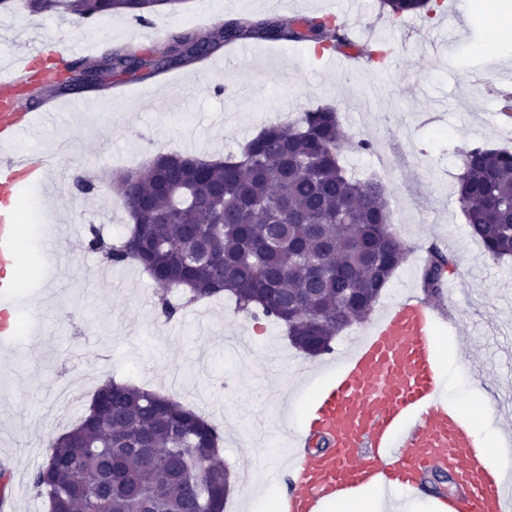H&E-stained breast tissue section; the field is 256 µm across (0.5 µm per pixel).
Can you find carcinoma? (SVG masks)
<instances>
[{
  "label": "carcinoma",
  "mask_w": 512,
  "mask_h": 512,
  "mask_svg": "<svg viewBox=\"0 0 512 512\" xmlns=\"http://www.w3.org/2000/svg\"><path fill=\"white\" fill-rule=\"evenodd\" d=\"M181 0H22L31 14L59 10L83 19L114 14L147 22ZM432 0H380L391 19L429 15ZM245 39L307 43L339 52L353 45L347 28L327 15L228 21L212 33L171 37L163 47L116 49L101 62L78 60L60 91L96 87L86 71L140 79L209 57ZM372 143L342 129L331 106L303 110L286 125H268L240 154L204 159L158 152L133 179L134 168L112 177L134 220L154 212L162 223L130 230L106 259L136 263L165 290L190 299L199 288L224 284L239 310L283 325L292 346L309 357L332 351L336 334L375 308L409 249L399 237L375 179L351 176L347 151ZM457 196L471 236L488 257L512 256V150L475 146L462 155ZM451 260L429 249L422 288L441 292ZM70 431L50 441L32 485L49 512H223L224 485L202 476L219 455L217 429L196 410L151 390L108 380ZM133 478L112 493L113 465Z\"/></svg>",
  "instance_id": "obj_1"
}]
</instances>
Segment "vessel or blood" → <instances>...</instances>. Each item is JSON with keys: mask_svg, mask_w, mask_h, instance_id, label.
Masks as SVG:
<instances>
[{"mask_svg": "<svg viewBox=\"0 0 512 512\" xmlns=\"http://www.w3.org/2000/svg\"><path fill=\"white\" fill-rule=\"evenodd\" d=\"M30 126L14 103L0 108V339L14 335V285L18 217L12 205L24 185L44 183L58 152L7 157ZM63 235L58 220L43 228V252L58 265ZM437 307L410 294L387 309L335 366L331 387L318 400L305 434L292 435L283 452L262 468L278 482L288 512H322L325 500L355 492L371 482L386 491L403 484L410 497L427 493L419 476L456 468L461 494L454 512H512V439L495 457L480 448L472 425L444 405L436 348Z\"/></svg>", "mask_w": 512, "mask_h": 512, "instance_id": "b4317fda", "label": "vessel or blood"}]
</instances>
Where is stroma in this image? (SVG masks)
I'll return each mask as SVG.
<instances>
[{"label": "stroma", "instance_id": "stroma-1", "mask_svg": "<svg viewBox=\"0 0 512 512\" xmlns=\"http://www.w3.org/2000/svg\"><path fill=\"white\" fill-rule=\"evenodd\" d=\"M472 4L446 0L436 14L400 23L381 11L380 0H361L358 12L340 13L357 46L389 48L380 66L339 71L329 54L311 45L252 40L251 57L223 51L212 56L226 70L215 73L209 87H195V64L141 80L108 75L102 86L83 91V112L68 111L69 95L56 90L54 78L65 64L56 58L51 69L40 67L46 50L78 43L85 59L97 60L122 45L151 47L143 29L119 15L91 21L0 9V70L32 61L24 81L0 89V98L38 116L16 152L46 149L62 138L86 143L84 151L60 158L63 179L48 177L21 197L24 255L36 256L38 227L48 210L72 222L62 269L88 272L59 288L40 287L37 274L18 282L25 308L20 331L0 341V470L8 477L0 512H48L32 475L49 441L79 422L95 391L110 379L204 406L221 435L219 459L235 484L224 512H248L254 497L255 512H269L279 488L266 484L255 467L264 458L257 440L282 439L301 417L300 399L281 396L277 382L289 381L299 368L319 377L364 335L367 323L344 330L330 353L311 358L289 343L279 324L238 310L224 294L208 298L211 317L198 325L188 317L182 290H172L166 295L179 311L169 319L159 304L164 294L147 271L111 265L87 242L94 230L112 241V226L127 223L107 188L113 172L146 164L160 150L209 158L235 154L263 126L288 123L311 106L336 108L349 137L372 143L369 152L348 154L346 165L386 186L397 232L411 250L373 317L404 297L408 286L420 285L428 250L438 246L456 262L447 274L456 300L438 331L440 345L457 351L447 365L444 395L475 420L512 423V410L490 412L484 398L469 394L474 382L487 396L512 387V259L485 256L456 195L463 151L477 145L512 148V116L500 112L492 93L496 87L512 90V38L488 44L487 18ZM336 6L337 0H221L214 9L210 0H182L153 15L151 23L170 34L208 29L213 13L227 21L291 18ZM272 70L285 71L283 86L268 84ZM225 84L231 92L216 94L215 86ZM189 130L195 134L190 148L183 142ZM381 155L390 156L391 164L378 165ZM86 176L98 178L96 193L75 189V180Z\"/></svg>", "mask_w": 512, "mask_h": 512}]
</instances>
